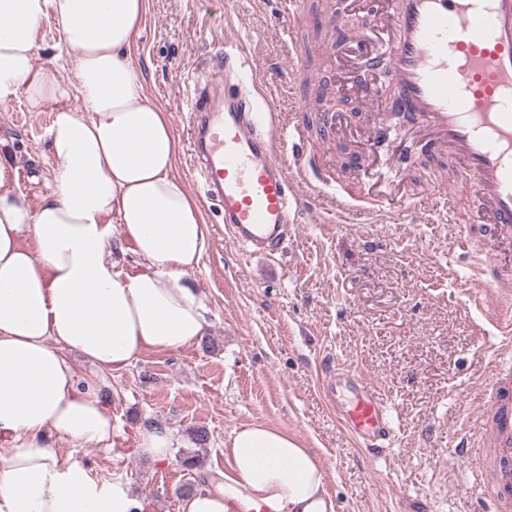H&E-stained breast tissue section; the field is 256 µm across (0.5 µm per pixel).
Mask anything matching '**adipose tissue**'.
<instances>
[{
  "label": "adipose tissue",
  "instance_id": "obj_1",
  "mask_svg": "<svg viewBox=\"0 0 512 512\" xmlns=\"http://www.w3.org/2000/svg\"><path fill=\"white\" fill-rule=\"evenodd\" d=\"M148 0H0V104H53V181L38 205L0 162V512H138L128 486L64 465L50 437L106 444L112 414L94 377L65 350L118 371L149 349L205 334L204 301L187 281L207 245L197 200L174 176L178 140L131 60ZM53 20L76 80L38 65ZM121 230L144 268L108 255ZM30 246H23V239ZM238 495L270 512H327L325 471L287 431L234 430Z\"/></svg>",
  "mask_w": 512,
  "mask_h": 512
}]
</instances>
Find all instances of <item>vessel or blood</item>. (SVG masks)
I'll return each mask as SVG.
<instances>
[{"instance_id":"vessel-or-blood-1","label":"vessel or blood","mask_w":512,"mask_h":512,"mask_svg":"<svg viewBox=\"0 0 512 512\" xmlns=\"http://www.w3.org/2000/svg\"><path fill=\"white\" fill-rule=\"evenodd\" d=\"M392 15L384 44L369 66L354 78L367 97H375V74L388 77L398 90L397 108L419 134L430 159L450 157V176L474 209L461 226L454 247L472 258V291L492 290L487 312L500 333L490 361L499 377L512 367V274L491 273L475 260L470 225L486 224L498 243L512 250V0H390ZM231 52L211 58L204 80L187 104L193 138V167L207 199L217 201L233 241L248 255L277 251L298 223L304 197L293 176H308L319 190H330L314 164L315 147L300 124L284 140L290 148L281 163L261 120L257 102L238 72ZM362 205L399 215L411 197L367 193ZM336 416L363 448H387L397 429L393 407L365 375L337 368L323 377ZM353 399L341 398L339 387ZM500 448L493 494L512 499V392L501 390L492 434L478 433L462 443L469 465L482 462L487 445Z\"/></svg>"}]
</instances>
